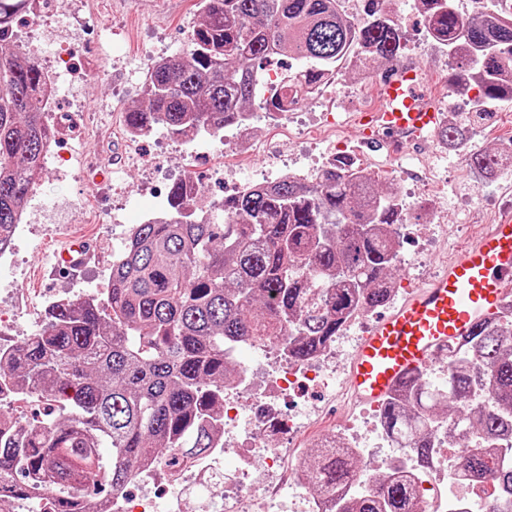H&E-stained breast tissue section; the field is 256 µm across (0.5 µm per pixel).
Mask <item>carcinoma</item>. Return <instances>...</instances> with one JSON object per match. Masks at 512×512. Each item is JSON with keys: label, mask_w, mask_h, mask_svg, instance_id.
Instances as JSON below:
<instances>
[{"label": "carcinoma", "mask_w": 512, "mask_h": 512, "mask_svg": "<svg viewBox=\"0 0 512 512\" xmlns=\"http://www.w3.org/2000/svg\"><path fill=\"white\" fill-rule=\"evenodd\" d=\"M26 0H0V39ZM484 15L460 22L454 0H423L428 32L444 41L457 68L449 80L476 85L482 104L512 97V12L484 0ZM203 23L185 55L147 73L144 109L125 114L127 130L161 126L179 140L249 125L246 103L269 112L318 92L358 50L392 61L403 31L388 0H366L368 20L342 15L338 0H200ZM303 62L279 86L262 63ZM46 79L26 53L0 45V244L10 236L42 177L52 132L40 118ZM468 165L489 174L497 153L475 152ZM344 156L314 181L284 177L224 199V223L170 218L137 224L112 257L111 287L51 306L45 327L0 355L7 393L58 404L62 413L28 426L0 419V499L35 502L53 492V512H94L96 499L74 493L89 472L117 493L140 469L174 465L212 447L224 408L230 358L242 344L261 348L282 336V353L302 362L336 341L356 313L392 297L399 262L393 225L405 214L396 190ZM444 373L412 374L381 405L387 438L410 448L352 495L357 452L308 455L306 472L328 488L325 512H421L410 468L435 454L433 429L444 408L448 443L464 448L462 469L491 481L497 498L481 512H512V468L498 460L512 446V317L478 324L448 346ZM112 454H103V448Z\"/></svg>", "instance_id": "cac0c4a2"}]
</instances>
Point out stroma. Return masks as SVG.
Returning <instances> with one entry per match:
<instances>
[{
  "label": "stroma",
  "mask_w": 512,
  "mask_h": 512,
  "mask_svg": "<svg viewBox=\"0 0 512 512\" xmlns=\"http://www.w3.org/2000/svg\"><path fill=\"white\" fill-rule=\"evenodd\" d=\"M84 9L72 28L73 46L89 65L84 87L74 95L84 102V139L72 145L57 165L47 166L33 195L42 214L33 221L29 237L16 249L19 274L17 292L23 314L15 320L9 336L24 342L45 318V299L67 291L96 296L109 286L112 255L124 245L127 233L143 223L157 199H168L174 182L190 174L204 185L195 214L211 213L223 222L220 205L229 195V181L244 184L274 181L281 165L308 168L350 146L355 157L380 184H394L403 204L407 223L417 225L434 246L419 252L415 239H406L395 283L417 286L443 266L455 248L466 244L483 225L503 209H512V167L491 179H474L466 157L476 151H494L501 139L512 135V100L494 106L488 122L478 125L464 148L429 146L419 153L404 152L395 158L360 150L363 138L354 118L364 110L374 88V76L389 70L384 60L357 61L343 69L319 95L302 99L288 118L289 136L274 135L262 103L252 102L248 134L225 130L211 138L212 149L196 154L195 144L170 139L155 129L153 139L131 144L125 112L144 105L142 82L148 64L157 53L167 58L185 55L188 36L203 20L197 0H81ZM395 18L406 33L405 54L428 67L434 90L451 109L444 117L467 123L466 99L448 84L452 63L447 49L429 39L424 26L421 0H392ZM257 145V152L239 164L222 153L224 145ZM279 146L281 165L268 156ZM67 168L59 178L57 167ZM122 184L123 194L112 192ZM68 221L74 235L95 245L91 260L74 275L52 271L57 239L54 222ZM359 407L343 400L324 404L318 419L309 422L295 438L296 451L307 456L314 446L345 431Z\"/></svg>",
  "instance_id": "35a3bbf8"
}]
</instances>
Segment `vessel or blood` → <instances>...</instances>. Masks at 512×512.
Here are the masks:
<instances>
[{
    "label": "vessel or blood",
    "mask_w": 512,
    "mask_h": 512,
    "mask_svg": "<svg viewBox=\"0 0 512 512\" xmlns=\"http://www.w3.org/2000/svg\"><path fill=\"white\" fill-rule=\"evenodd\" d=\"M380 109L360 113L365 144L408 150L425 145L441 127V100L425 89L420 63L395 65L376 83ZM87 240L56 251L57 270L76 272L93 254ZM512 296V211L462 248L443 271L416 286L393 312L366 327L351 358L346 393L381 405L410 374L428 367L476 325L492 318Z\"/></svg>",
    "instance_id": "1"
}]
</instances>
